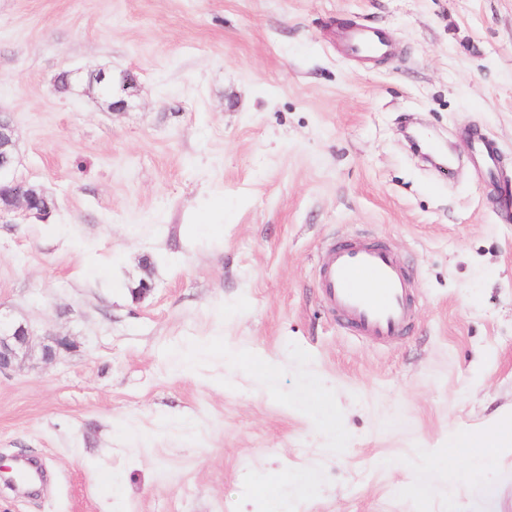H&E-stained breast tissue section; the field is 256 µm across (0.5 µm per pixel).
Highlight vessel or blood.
<instances>
[{
    "label": "vessel or blood",
    "instance_id": "1",
    "mask_svg": "<svg viewBox=\"0 0 512 512\" xmlns=\"http://www.w3.org/2000/svg\"><path fill=\"white\" fill-rule=\"evenodd\" d=\"M348 48L364 58L393 53L389 39L373 26L352 29ZM320 285L339 318L360 334L388 341L405 331L410 318L408 273L386 247L337 243L326 252Z\"/></svg>",
    "mask_w": 512,
    "mask_h": 512
}]
</instances>
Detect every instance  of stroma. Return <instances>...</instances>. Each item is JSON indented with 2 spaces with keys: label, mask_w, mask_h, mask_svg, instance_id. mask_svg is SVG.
Segmentation results:
<instances>
[{
  "label": "stroma",
  "mask_w": 512,
  "mask_h": 512,
  "mask_svg": "<svg viewBox=\"0 0 512 512\" xmlns=\"http://www.w3.org/2000/svg\"><path fill=\"white\" fill-rule=\"evenodd\" d=\"M1 117L56 207L0 219V310L77 346L0 375V456L49 475L0 512H261L288 473L285 512H512V0H0ZM358 236L413 272L388 344L321 297ZM351 53L364 58L388 57L393 54L390 40L382 31L373 26H358L348 35ZM97 76V87L101 94L109 102V109L112 112L121 111L127 108L128 101L126 99L113 100L114 75L110 69H99L95 74Z\"/></svg>",
  "instance_id": "stroma-1"
}]
</instances>
